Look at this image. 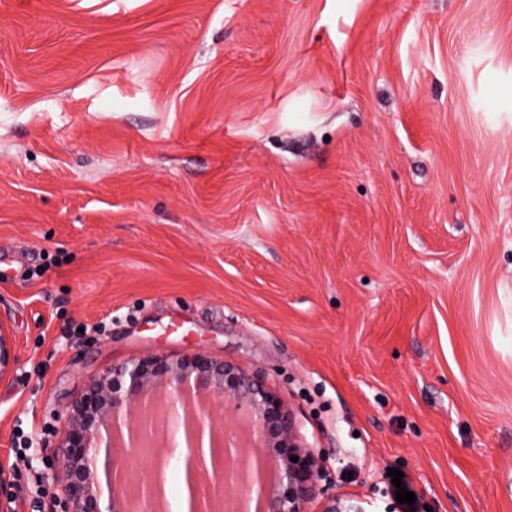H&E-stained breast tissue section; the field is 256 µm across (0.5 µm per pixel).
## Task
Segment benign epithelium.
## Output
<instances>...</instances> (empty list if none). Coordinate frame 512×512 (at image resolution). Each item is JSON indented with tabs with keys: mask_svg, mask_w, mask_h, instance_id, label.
Returning <instances> with one entry per match:
<instances>
[{
	"mask_svg": "<svg viewBox=\"0 0 512 512\" xmlns=\"http://www.w3.org/2000/svg\"><path fill=\"white\" fill-rule=\"evenodd\" d=\"M16 367L13 346L0 331V377ZM244 410L247 439L230 440L211 418L200 391ZM183 413L185 433H209L213 478L236 489L235 512H311L323 489L322 457L308 448L283 399L258 377L202 354L132 359L95 378L76 400L56 462L66 512H140L155 488L131 485L115 467L111 448H152L147 425L172 409ZM298 457L294 462L291 457ZM11 473L0 463V512L8 508Z\"/></svg>",
	"mask_w": 512,
	"mask_h": 512,
	"instance_id": "obj_1",
	"label": "benign epithelium"
}]
</instances>
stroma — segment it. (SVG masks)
Segmentation results:
<instances>
[{
	"label": "stroma",
	"instance_id": "1",
	"mask_svg": "<svg viewBox=\"0 0 512 512\" xmlns=\"http://www.w3.org/2000/svg\"><path fill=\"white\" fill-rule=\"evenodd\" d=\"M0 330L12 512L198 352L351 512H512V0H0Z\"/></svg>",
	"mask_w": 512,
	"mask_h": 512
}]
</instances>
